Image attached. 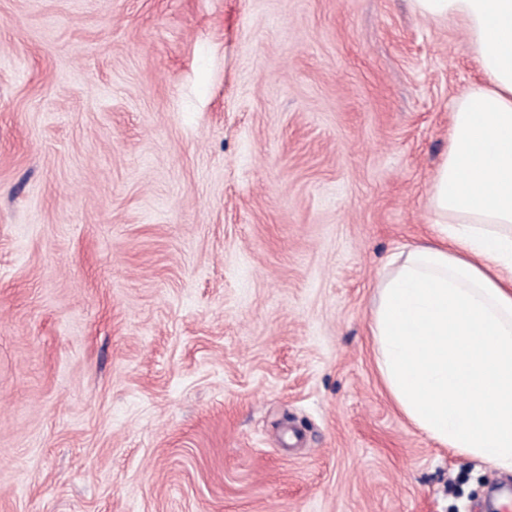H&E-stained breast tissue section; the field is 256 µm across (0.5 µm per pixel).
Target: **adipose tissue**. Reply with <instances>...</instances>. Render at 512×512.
<instances>
[{
    "mask_svg": "<svg viewBox=\"0 0 512 512\" xmlns=\"http://www.w3.org/2000/svg\"><path fill=\"white\" fill-rule=\"evenodd\" d=\"M461 20L482 75L453 108L435 236L394 254L369 329L385 389L440 446L512 472V0H412Z\"/></svg>",
    "mask_w": 512,
    "mask_h": 512,
    "instance_id": "ef3b65f1",
    "label": "adipose tissue"
}]
</instances>
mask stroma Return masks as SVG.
<instances>
[{
    "label": "stroma",
    "mask_w": 512,
    "mask_h": 512,
    "mask_svg": "<svg viewBox=\"0 0 512 512\" xmlns=\"http://www.w3.org/2000/svg\"><path fill=\"white\" fill-rule=\"evenodd\" d=\"M479 79L410 0H0V512L499 501L369 334Z\"/></svg>",
    "instance_id": "1"
}]
</instances>
